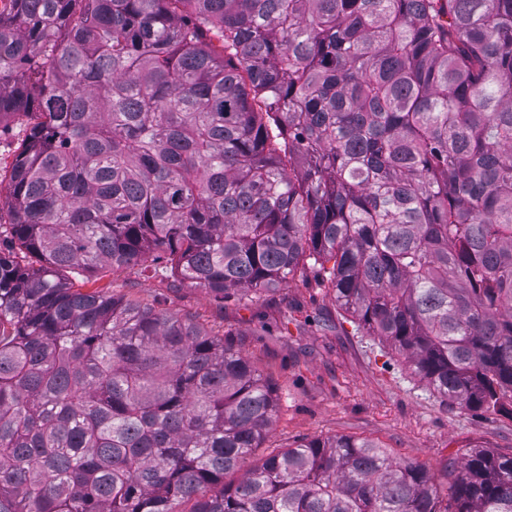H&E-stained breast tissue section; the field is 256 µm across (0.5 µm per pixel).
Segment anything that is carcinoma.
Instances as JSON below:
<instances>
[{"label": "carcinoma", "instance_id": "1", "mask_svg": "<svg viewBox=\"0 0 512 512\" xmlns=\"http://www.w3.org/2000/svg\"><path fill=\"white\" fill-rule=\"evenodd\" d=\"M33 120L0 252V512H512V453L261 458L235 345L68 274L148 257L225 297L312 268L437 394L512 403V0H0ZM333 262L332 267L326 263Z\"/></svg>", "mask_w": 512, "mask_h": 512}]
</instances>
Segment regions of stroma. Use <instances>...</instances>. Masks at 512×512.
Returning a JSON list of instances; mask_svg holds the SVG:
<instances>
[{"mask_svg": "<svg viewBox=\"0 0 512 512\" xmlns=\"http://www.w3.org/2000/svg\"><path fill=\"white\" fill-rule=\"evenodd\" d=\"M26 133L21 120L0 129V224L12 219L7 182ZM72 283L229 334L278 398L277 418L256 457L304 439L347 436L378 441L396 460L438 473L474 445L512 450V406L481 411L444 401L413 374L404 353L359 330L313 270L271 291L228 298L149 260L127 269L98 267Z\"/></svg>", "mask_w": 512, "mask_h": 512, "instance_id": "stroma-1", "label": "stroma"}]
</instances>
